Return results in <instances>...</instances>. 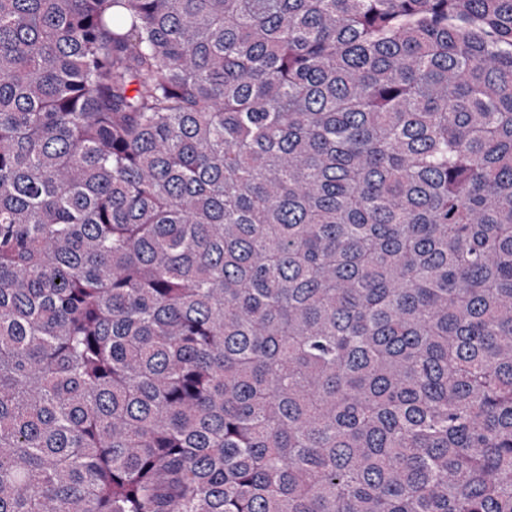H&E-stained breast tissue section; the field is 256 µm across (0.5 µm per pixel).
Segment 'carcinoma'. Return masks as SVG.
Returning a JSON list of instances; mask_svg holds the SVG:
<instances>
[{"instance_id":"obj_1","label":"carcinoma","mask_w":512,"mask_h":512,"mask_svg":"<svg viewBox=\"0 0 512 512\" xmlns=\"http://www.w3.org/2000/svg\"><path fill=\"white\" fill-rule=\"evenodd\" d=\"M0 512H512V0H0Z\"/></svg>"}]
</instances>
